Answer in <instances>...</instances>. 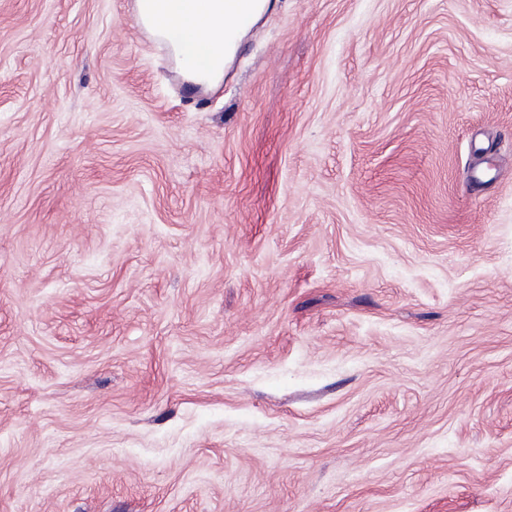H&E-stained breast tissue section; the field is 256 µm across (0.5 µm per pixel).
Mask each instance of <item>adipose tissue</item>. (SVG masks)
Returning <instances> with one entry per match:
<instances>
[{"instance_id": "adipose-tissue-1", "label": "adipose tissue", "mask_w": 512, "mask_h": 512, "mask_svg": "<svg viewBox=\"0 0 512 512\" xmlns=\"http://www.w3.org/2000/svg\"><path fill=\"white\" fill-rule=\"evenodd\" d=\"M271 0H139V11L177 45L184 79L206 90L224 80L242 40Z\"/></svg>"}]
</instances>
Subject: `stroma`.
Wrapping results in <instances>:
<instances>
[{
    "label": "stroma",
    "instance_id": "35a3bbf8",
    "mask_svg": "<svg viewBox=\"0 0 512 512\" xmlns=\"http://www.w3.org/2000/svg\"><path fill=\"white\" fill-rule=\"evenodd\" d=\"M184 84L0 0V512H512V0H277Z\"/></svg>",
    "mask_w": 512,
    "mask_h": 512
}]
</instances>
